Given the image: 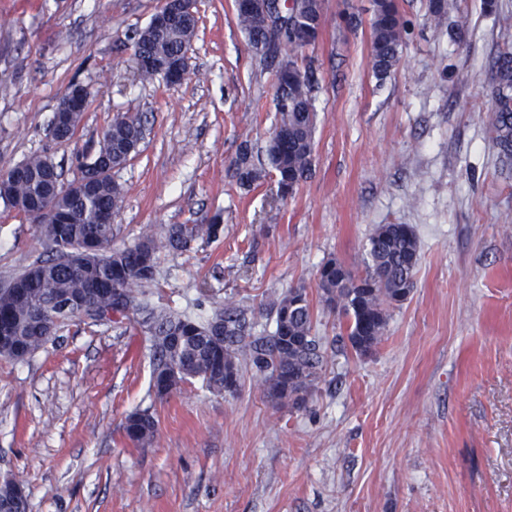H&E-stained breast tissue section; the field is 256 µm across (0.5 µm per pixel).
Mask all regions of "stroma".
Returning <instances> with one entry per match:
<instances>
[{
    "label": "stroma",
    "instance_id": "obj_1",
    "mask_svg": "<svg viewBox=\"0 0 512 512\" xmlns=\"http://www.w3.org/2000/svg\"><path fill=\"white\" fill-rule=\"evenodd\" d=\"M495 3L456 0L438 24L428 0H399L410 34L380 82L368 26L338 18L368 0H326L306 50L320 78L314 171L282 200L275 175L246 190L230 170L277 121L276 66L252 51L234 0H195L177 84L141 82L134 61L131 36L162 0H0V169L46 155L71 181L78 150L115 114L138 115L144 138L112 171L124 194L113 248L224 214L218 238L160 253L153 302L200 322L242 306L266 336L273 301L302 288L326 356L301 409L271 402L248 365L236 393L195 379L156 397L144 337L119 316L0 358V477L23 483L29 512H512V157L488 114L512 0ZM75 83L92 95L75 138L53 141ZM379 224L411 225L420 259L383 341L359 356L316 283L331 258L362 274ZM51 255L0 204V286ZM145 408L158 433L137 447L123 426Z\"/></svg>",
    "mask_w": 512,
    "mask_h": 512
}]
</instances>
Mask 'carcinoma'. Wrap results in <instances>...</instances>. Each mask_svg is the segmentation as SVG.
Instances as JSON below:
<instances>
[{
  "instance_id": "carcinoma-1",
  "label": "carcinoma",
  "mask_w": 512,
  "mask_h": 512,
  "mask_svg": "<svg viewBox=\"0 0 512 512\" xmlns=\"http://www.w3.org/2000/svg\"><path fill=\"white\" fill-rule=\"evenodd\" d=\"M258 0H235V20L253 51L278 60L274 107L278 123L259 150L249 141L240 145L232 162L233 177L250 188L272 171L277 196L294 194L312 174L315 160V93L319 79L314 61L303 49L315 44L324 20L325 0H293L291 11L302 20L304 33L285 31L275 48H268L265 14ZM454 0H429L428 10L438 23L445 20ZM370 55L375 76L383 80L394 70L408 34V23L398 0H369ZM197 19L187 15L161 28L154 22L136 31L134 47L159 63L179 58L190 46ZM497 89L489 125L495 144L512 155V53H501L492 63ZM84 108L54 117L49 133L73 138ZM143 126L135 116L113 118L94 151L76 158L84 180L79 189L67 187L57 166L47 156H31L0 170V200L38 224L56 252L12 279L13 289L0 293V330L10 331L9 350L0 358L23 360L50 341L42 328L61 314L65 302L79 300L96 312L136 315L152 359L151 387L159 398L181 384L199 378L215 393H235L241 363L265 375L267 397L279 406L306 405L324 365L320 339L312 335L314 309L303 288L281 295L274 304L275 330L270 336L252 335L245 310L226 306L200 323L185 313L153 305L145 286L154 280L161 251L177 252L198 239H212L222 231L216 215L209 224H174L165 236L146 234L131 247L112 249V224L123 202V190L106 171L123 165L140 140ZM49 214H42L47 205ZM418 241L408 224H378L368 238L365 275L356 279L334 259L326 261L317 277L323 306L339 312L340 326L358 355H365L383 338L388 310L415 288L419 262ZM127 439L145 446L157 434L149 410L131 412L125 422Z\"/></svg>"
}]
</instances>
